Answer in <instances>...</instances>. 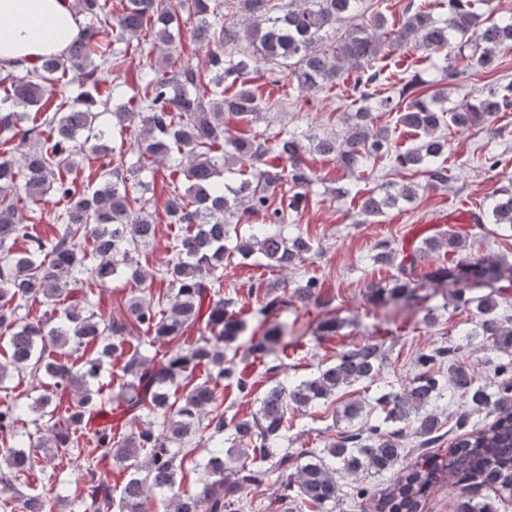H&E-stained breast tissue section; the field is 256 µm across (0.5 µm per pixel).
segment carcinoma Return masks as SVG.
Returning <instances> with one entry per match:
<instances>
[{
	"label": "carcinoma",
	"mask_w": 512,
	"mask_h": 512,
	"mask_svg": "<svg viewBox=\"0 0 512 512\" xmlns=\"http://www.w3.org/2000/svg\"><path fill=\"white\" fill-rule=\"evenodd\" d=\"M237 4L246 18L242 25L226 21L224 0H190L186 7L195 16L191 38L211 47L205 69L165 52L181 31L183 4L120 0L116 14L109 0H74L75 9L91 23L63 53L0 71V143L17 139L21 146L17 157L10 148L0 153V491L12 490L14 481L37 467L29 446L56 449L77 474L80 495L71 512H146L155 493L163 496L165 512H244L251 508L248 493L275 471L286 476L280 512H288L293 489L314 512H324L339 497L336 473L381 474L398 464V478L378 491L376 512H416L429 491L445 480L461 486L454 512H495L492 503L477 500L471 489L500 485L512 473V362L499 364L491 394L459 360L448 366V382H443L428 366L445 351L424 353L417 362L420 371L404 392L376 399L383 418L365 428L367 437L343 434L319 453L282 450L292 427L288 413L327 401L342 387L373 382L382 344L368 339L345 349L314 377L269 388L255 414L229 416L221 409V382L230 380L238 396L248 398L255 381L226 359L247 320L230 310L233 301L224 297L219 271L236 256L258 255L263 259L259 267L272 272L306 261L313 251L311 239L300 232L287 237L280 226L308 203L307 190L315 180L305 159L309 150L352 173L383 160L423 170L432 187L447 182L448 139L442 128L448 123L459 130L492 123L495 115L512 108V81L503 76L493 88L447 112L438 107L448 100L443 89L408 94L427 85L415 75L398 98L376 96L381 70L375 63L385 52L413 44L443 55L442 71L450 84L459 75L449 62L454 53L494 72L497 49L512 44V17L483 16L479 9L485 0H448V15L435 17L432 10L438 3L410 0L402 25L388 29L380 13L368 25L352 23L367 11L365 0ZM344 22L349 26L327 43L328 31ZM143 31L153 32L154 47L163 51L157 66L142 43H131ZM133 57L139 59L137 82L131 96L119 102L116 88L102 73L122 70ZM261 61L301 91L332 87L353 71L358 107L342 130L314 139L310 148L301 134L284 128L234 136L230 122L250 123L267 107L249 79ZM71 73L85 80V90L72 100L66 96ZM109 110L112 125L106 126L101 117ZM378 111L398 113L396 127L414 132L418 142L405 150L394 146L391 130L374 123ZM89 150L110 157L92 186L69 177ZM269 153L284 165L256 166ZM231 160L250 164V170L240 169L235 180L226 182ZM158 162L188 182L183 193L173 187L165 212L169 223L189 229L173 239L171 257L150 273L140 256L154 240L157 224L143 195L129 189L128 181ZM285 185L289 189L272 198L270 191ZM49 193L63 208L53 217V235L43 237L24 210ZM336 195L352 198L362 215L376 218L413 198L416 189L404 185L379 196L344 186ZM486 223L512 231V186L479 210L475 227ZM20 239L26 246L16 247ZM465 248L466 235L451 228L410 249L379 242L371 260L391 267V275L373 289L374 297L425 310L418 294L422 266L440 252L454 257V263L436 271L432 281L453 280L460 296L473 284L512 282V264L474 259ZM154 276L167 283L156 299L145 288ZM120 277L136 294L129 297L123 317L105 319L95 311L94 289L85 284L91 280L105 287ZM320 288L315 276L291 290L262 277L249 282L262 334L251 336L248 348L264 361L267 372L282 368L276 349L288 347V325L279 321L280 314L296 304L317 302ZM35 301L52 303L53 311L60 312L58 320L32 316ZM474 303L481 336L496 350L512 348V324L497 313L498 292L478 296ZM194 328L199 336L185 346L168 349L159 358L145 354ZM82 346L92 347L90 355L79 365L70 362L65 348ZM272 354L275 358L266 360ZM113 362L120 370L119 382L106 394L95 388V381ZM13 376L49 388L29 406L38 414L32 435L18 429L22 407L5 385ZM447 389L474 411L495 410V420L472 427L443 454L400 461L406 427L413 426L427 444L439 439L441 421L435 410ZM116 412L140 419L137 430L90 427L92 417ZM200 432L207 435V456L196 464L198 486L189 492L178 478L182 446ZM86 440L126 464L128 475L119 490L101 478L94 461L81 456ZM226 443L237 450L231 469L224 465ZM57 504L39 493L23 499L24 512H55Z\"/></svg>",
	"instance_id": "cac0c4a2"
}]
</instances>
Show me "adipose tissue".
Listing matches in <instances>:
<instances>
[{
    "instance_id": "obj_1",
    "label": "adipose tissue",
    "mask_w": 512,
    "mask_h": 512,
    "mask_svg": "<svg viewBox=\"0 0 512 512\" xmlns=\"http://www.w3.org/2000/svg\"><path fill=\"white\" fill-rule=\"evenodd\" d=\"M80 24L72 0H0V63L61 53Z\"/></svg>"
}]
</instances>
